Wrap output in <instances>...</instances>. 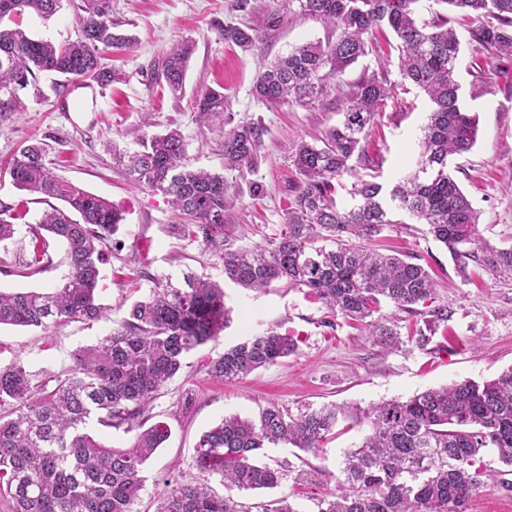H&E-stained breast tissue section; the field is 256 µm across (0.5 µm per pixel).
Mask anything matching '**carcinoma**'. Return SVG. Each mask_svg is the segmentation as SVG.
<instances>
[{
	"mask_svg": "<svg viewBox=\"0 0 512 512\" xmlns=\"http://www.w3.org/2000/svg\"><path fill=\"white\" fill-rule=\"evenodd\" d=\"M81 36L65 45L30 37L18 19L26 12L48 19L63 0H0V123L19 106L17 91L40 73L64 78L58 98L77 88H100L116 80L105 62L112 50L133 40L115 31L112 0H68ZM419 0H288L289 13L320 20L333 34L325 42H306L259 73L253 87L268 107L339 106L341 120L309 142L295 145L293 164L300 175L286 224L264 244L236 247L224 218L233 193L224 174L194 169L177 129L146 136L128 132L139 149L120 157L132 183L169 198L184 215L176 233L197 241L223 265L233 284L262 290L274 282L307 288L333 317L362 324L368 335L393 343L399 333L378 315L381 302L407 310L434 292L430 273L414 257L384 254L370 243L406 215L425 224L449 251L460 274L474 263L512 275V248L482 238L479 214L449 168V158L471 150L476 117L460 105L456 80L460 42L446 15L425 18ZM453 11L474 14L470 30L486 64L512 57V0H434ZM388 27L400 42L399 69L424 91L432 109L418 137L415 168L391 188L358 179L343 207L336 199L344 176L367 165L362 141L374 125L392 85L375 72L361 74L339 91L337 80L369 53L373 30ZM224 41L244 51L260 39L251 27H226ZM191 40L170 47L158 67L159 82L182 93ZM224 92L206 89L195 110L224 121ZM265 128L245 122L224 133V168L244 175L261 160ZM40 201L64 203L42 213L30 228L33 250L19 266L34 274L52 264L50 241L65 247L66 269L48 292L0 290V325L47 329L65 322L99 318L97 303L103 246H121L114 235L123 216L108 200L57 175L45 162L44 144L28 142L6 162L0 175ZM20 209L0 203V249L8 251L17 233ZM331 246H326V243ZM448 320L437 306L413 331L424 343ZM228 312L224 290L210 277L188 273L183 285L154 280L145 297L108 336L71 354L72 366L36 383L19 361L0 364V512H133L142 491L143 465L170 438L164 421L149 423L158 393L184 366L188 353L224 331ZM298 352V340L269 327L224 350L208 364L218 381L240 380ZM108 429L135 432L124 448L110 447L92 434L90 420ZM365 429L358 447L344 454L328 478H312L285 460L260 461L265 449L281 443L316 452L327 437ZM494 451L498 466L483 460ZM196 467L199 480L170 481L157 512H246L233 492L273 489L287 480L321 488L316 512H467L471 497L489 480L512 489V368L487 381L465 380L429 388L406 399L362 407L331 404L294 417L275 404L253 418L228 416L204 432ZM221 476L227 494L208 486ZM334 484L328 489L326 485Z\"/></svg>",
	"mask_w": 512,
	"mask_h": 512,
	"instance_id": "carcinoma-1",
	"label": "carcinoma"
}]
</instances>
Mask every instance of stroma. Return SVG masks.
I'll return each mask as SVG.
<instances>
[{
	"instance_id": "35a3bbf8",
	"label": "stroma",
	"mask_w": 512,
	"mask_h": 512,
	"mask_svg": "<svg viewBox=\"0 0 512 512\" xmlns=\"http://www.w3.org/2000/svg\"><path fill=\"white\" fill-rule=\"evenodd\" d=\"M234 0H112V21L118 31L135 36L131 52L112 57L116 81L106 88L79 89L61 103L54 91L56 77L39 75L36 83L20 90V105L0 123V161L8 159L26 140L44 143L46 160L56 173L88 192L113 202L123 211L122 246L106 249L105 278L99 294L102 318L94 323H65L47 330L0 327V362L21 361L37 376L61 374L71 365L72 352L109 334L125 318L129 304L148 295L154 279L183 281L185 273L204 274L223 283L224 304L231 322L216 339L191 351L183 369L163 388L151 407L154 420L166 422L171 435L163 448L142 468L144 489L137 512H156L166 482L195 481L196 449L201 435L224 416L252 417L275 403L299 415L306 408L331 403L368 405L395 397H409L428 388L466 379L490 380L512 367V277H501L470 265L461 277L447 249L436 242L423 224H395L379 240L384 248L414 256L428 267L436 282L431 303L400 310L383 304L380 313L397 324L403 336L399 346L380 344L363 326L343 318H328L326 309L307 292L277 283L253 292L226 282L221 263L200 244L170 234L179 223L162 194L131 185L115 155L135 150L126 132L144 127L146 134L180 129L190 165L223 171L236 194L226 222L236 245L264 242L285 224L299 175L293 165L296 143L335 125L337 109L313 110L297 105L267 108L252 95L261 70L291 48L330 35L323 25L306 16L287 15L282 26L266 30L268 13L280 11L285 0H250L239 11ZM450 25L460 40V102L478 121L472 149L451 160L464 191L480 213L479 232L499 247H512V60L485 65L475 53L469 31L471 18L450 13ZM249 26L262 37L248 51L224 41L223 26ZM22 26L35 39L62 44L76 39L78 29L70 6L50 19L24 15ZM193 39L191 59L182 95L172 96L157 86L152 68L173 44ZM373 49L347 70L343 83L365 72L385 74L392 96L376 118L365 140L371 166L358 174L377 173L381 182L396 183L416 158L419 128L431 103L401 76L397 41L389 30L375 32ZM223 86L227 97L224 123L199 121L195 100L208 86ZM261 121L266 128L264 157L258 168L242 176L223 170L224 132L240 123ZM262 193H255V186ZM0 203L25 212L17 226L16 242L0 251V289L49 291L60 276L51 269L23 277L9 266L11 256L28 248L27 227L36 223L47 203L0 180ZM447 306L450 318L426 346L411 340L414 325L428 318L432 306ZM297 337L296 355L259 369L241 382L222 384L207 375L212 358L244 337L269 327ZM192 397L181 411L184 397ZM362 430L332 436L317 452L303 454V469L335 472L344 451L358 445ZM293 495L302 512H313L311 490L284 482L272 490L240 493L246 512Z\"/></svg>"
}]
</instances>
